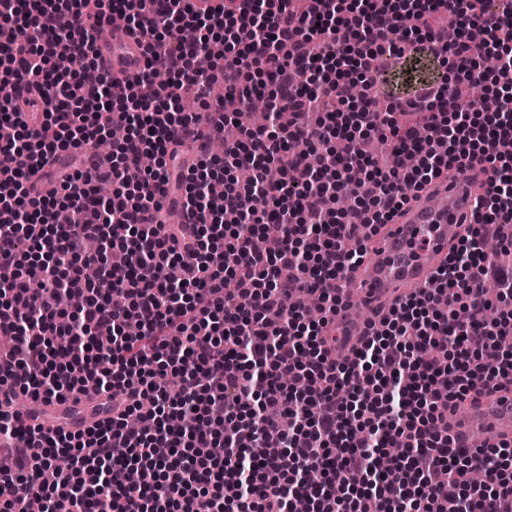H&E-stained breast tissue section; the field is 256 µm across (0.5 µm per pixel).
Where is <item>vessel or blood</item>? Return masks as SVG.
Masks as SVG:
<instances>
[{
    "label": "vessel or blood",
    "instance_id": "b4317fda",
    "mask_svg": "<svg viewBox=\"0 0 512 512\" xmlns=\"http://www.w3.org/2000/svg\"><path fill=\"white\" fill-rule=\"evenodd\" d=\"M109 35L96 45L98 66L109 77L132 78L145 69L136 36L120 19L111 20ZM480 166L459 175L438 178L415 192L401 216L373 237L363 265L356 271L358 299L340 315V333L359 335L365 321H380L390 306L427 287L443 266L452 243L448 227L472 224L475 202L486 190ZM449 431L457 445L477 436L489 441L512 440V389H490L464 401L451 413Z\"/></svg>",
    "mask_w": 512,
    "mask_h": 512
}]
</instances>
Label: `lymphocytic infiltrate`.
I'll return each mask as SVG.
<instances>
[{"instance_id": "lymphocytic-infiltrate-1", "label": "lymphocytic infiltrate", "mask_w": 512, "mask_h": 512, "mask_svg": "<svg viewBox=\"0 0 512 512\" xmlns=\"http://www.w3.org/2000/svg\"><path fill=\"white\" fill-rule=\"evenodd\" d=\"M245 0L242 10L200 15L189 0H0V154L17 156L0 179V333L12 336L0 370L6 401L24 394L66 400L94 381L111 416L71 431L22 428L0 408V512H27L28 486L44 512H512L506 445L460 448L448 408L499 385L512 387V269L485 251L512 224V0ZM136 33L146 58L123 99L112 83H87L107 18ZM196 30L195 40L180 36ZM73 59L76 73L52 61ZM496 62L499 112L460 103V85ZM432 57L454 78L417 86L387 111L376 102L381 57ZM365 86L360 105L352 77ZM224 86L213 101L211 87ZM37 92L40 129L19 123ZM264 98L266 120L224 138L202 110ZM423 115L419 139L393 117ZM126 129L94 171L72 167L46 194L32 177L57 154L89 150L99 119ZM303 180L270 182L268 164L291 152ZM154 164L125 178L144 156ZM483 165L486 195L468 236L452 247L431 288L400 299L351 354L336 355L341 281L362 261L360 244L390 223L444 171ZM248 166L251 178L235 174ZM190 224H161L169 180ZM355 196L363 221L334 203ZM70 214L55 221L57 210ZM276 227L268 249L253 235ZM122 251L126 263L109 255ZM237 289L225 291V278ZM494 280L489 297L476 280ZM321 298L306 308L305 295ZM84 300L70 310L68 297ZM505 308L494 321L483 313ZM139 333L129 336V322ZM402 453L388 470L389 441ZM66 474L45 483L59 456ZM482 483L469 480L471 472Z\"/></svg>"}]
</instances>
